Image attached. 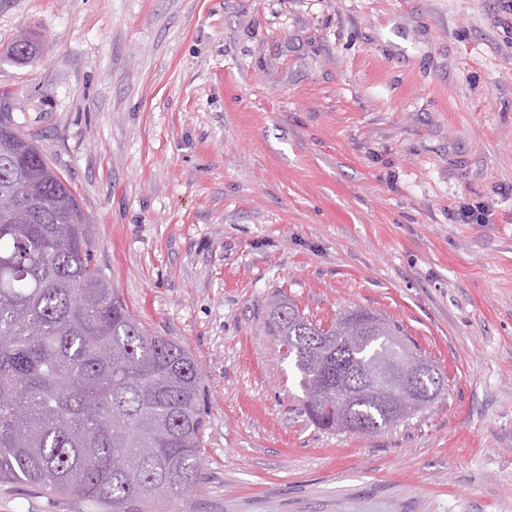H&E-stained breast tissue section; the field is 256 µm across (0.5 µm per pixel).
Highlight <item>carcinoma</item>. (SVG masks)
I'll return each instance as SVG.
<instances>
[{
	"mask_svg": "<svg viewBox=\"0 0 512 512\" xmlns=\"http://www.w3.org/2000/svg\"><path fill=\"white\" fill-rule=\"evenodd\" d=\"M41 43L22 36L23 64ZM29 194L0 214V480L82 499L96 512H147L196 492L205 418L201 377L187 349L156 336L129 311L96 262L93 216L66 174L0 109V195ZM355 309L322 326L290 302L275 307V336L294 363L303 410L336 429V393L317 382L336 370V346L315 353L306 336H334ZM348 366L371 365L400 328L353 329ZM345 417L370 433L393 425L368 388L348 381Z\"/></svg>",
	"mask_w": 512,
	"mask_h": 512,
	"instance_id": "obj_1",
	"label": "carcinoma"
}]
</instances>
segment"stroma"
<instances>
[{
	"label": "stroma",
	"instance_id": "1",
	"mask_svg": "<svg viewBox=\"0 0 512 512\" xmlns=\"http://www.w3.org/2000/svg\"><path fill=\"white\" fill-rule=\"evenodd\" d=\"M22 130L97 258L183 345L207 422L161 512H512V14L500 0H0ZM485 204L488 223L457 220ZM399 324L447 379L373 435L301 410L272 331ZM0 512H91L0 482ZM42 44L28 36H21L14 41L8 50V57L18 64L26 63L28 60L39 55Z\"/></svg>",
	"mask_w": 512,
	"mask_h": 512
}]
</instances>
